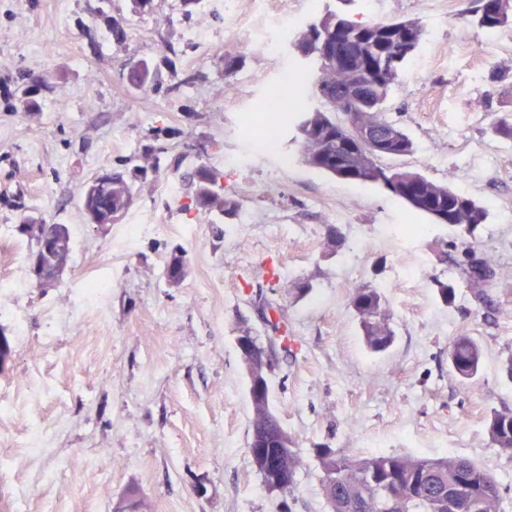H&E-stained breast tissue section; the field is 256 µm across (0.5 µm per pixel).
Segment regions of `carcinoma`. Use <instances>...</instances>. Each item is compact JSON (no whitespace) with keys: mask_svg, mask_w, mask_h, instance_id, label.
Returning <instances> with one entry per match:
<instances>
[{"mask_svg":"<svg viewBox=\"0 0 512 512\" xmlns=\"http://www.w3.org/2000/svg\"><path fill=\"white\" fill-rule=\"evenodd\" d=\"M512 22V5L502 0H480L472 23L493 30ZM341 49L353 56L356 69L365 74L363 84L355 87L350 77L336 70L333 59L322 53L320 45ZM421 34H413L404 20L362 23L333 10H328L310 24L292 43L299 59L317 72L314 83L317 105L297 113L296 127L303 145L307 165L328 174L336 165L332 159L342 155L353 165L346 180L359 184H375L387 188L385 172L380 164L382 155L375 147L364 144L369 158L364 167L354 165L347 143L359 136L357 126L347 127L336 119L342 112L354 115L366 113L372 121L373 136L388 142L391 151L406 155L413 141L386 113L385 102L391 86L407 58L416 49ZM129 80L138 87L151 80L147 63L134 65ZM401 187L416 186L424 203L416 207L402 193L392 195L430 219L438 211L448 213L451 228L468 236L485 222L486 209L472 197L446 184L421 177L420 183L411 179V172L394 173ZM133 201L132 185L119 171L111 173L109 182L96 185L89 181L81 193L82 211L89 212L99 224H108L117 213L126 211ZM195 208L204 213L224 215L232 212L237 203L224 195L219 175L204 166L196 170ZM18 231L29 244L30 264L36 266L40 279L51 280L66 267L71 253V232L64 224H49L44 219L27 216ZM460 276L466 280L475 297L490 303L486 285L495 279H511L512 270L494 266L484 260H473V253L457 263ZM352 304L362 319L367 348L382 352L394 336L381 311V296L370 287L355 290ZM484 358L482 346L470 336L455 340L448 351L453 370L464 379L477 375ZM493 443L512 457V413H494L488 422ZM291 447L282 449L288 463V483L272 480L263 467L255 465L261 482L271 494L291 492L298 484L302 465L294 439ZM319 482L330 512H503V499L497 477L467 458H415L394 455L353 457L338 448L317 450Z\"/></svg>","mask_w":512,"mask_h":512,"instance_id":"cac0c4a2","label":"carcinoma"}]
</instances>
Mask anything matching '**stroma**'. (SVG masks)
Instances as JSON below:
<instances>
[{"mask_svg": "<svg viewBox=\"0 0 512 512\" xmlns=\"http://www.w3.org/2000/svg\"><path fill=\"white\" fill-rule=\"evenodd\" d=\"M478 0H251L200 18L182 0H0V512H328L319 448L367 457H464L500 482L512 512V458L488 421L512 412V279L476 301L452 261L467 249L512 268V25L471 21ZM363 21L413 20L422 40L392 88L390 118L414 142L389 157L472 196L488 218L476 238L428 224L372 186L305 164L292 119L290 159L258 152L254 118L299 67L290 43L326 10ZM205 22L210 39L186 40ZM242 57L225 71L221 54ZM146 62L152 80L127 74ZM31 104L23 106L21 95ZM221 176L235 215L186 210L191 174ZM133 185L109 224L84 220L96 174ZM33 215L69 225L70 261L55 282L29 271L17 227ZM427 224L419 237L402 224ZM340 246L329 244L331 232ZM183 279L164 271L174 252ZM105 286L85 295L87 277ZM454 286L444 301L438 282ZM383 297L394 332L367 349L356 288ZM267 352L270 404L303 468L294 491L267 492L249 455L252 408L236 338ZM478 340L480 373L460 379L448 351ZM41 448L33 457L27 450Z\"/></svg>", "mask_w": 512, "mask_h": 512, "instance_id": "obj_1", "label": "stroma"}]
</instances>
